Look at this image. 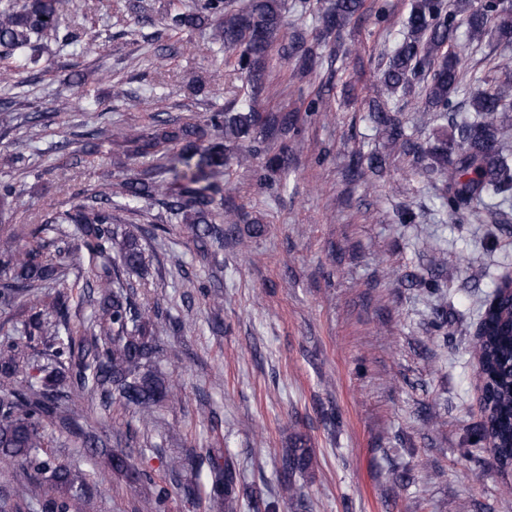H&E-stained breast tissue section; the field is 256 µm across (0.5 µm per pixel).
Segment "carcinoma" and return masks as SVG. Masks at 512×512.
I'll return each mask as SVG.
<instances>
[{"label":"carcinoma","instance_id":"obj_1","mask_svg":"<svg viewBox=\"0 0 512 512\" xmlns=\"http://www.w3.org/2000/svg\"><path fill=\"white\" fill-rule=\"evenodd\" d=\"M69 0H0V60L6 75L21 80L42 57V45L53 42L63 49L81 44L80 35L61 32L59 15ZM365 10V0H325L311 8L323 35L338 32ZM376 23L393 43L381 76L386 100L370 101L375 122L388 134L393 148L412 157L413 164L436 185L438 208L458 217L468 208H483L493 223H501L500 206L512 198V142L501 135L505 113L512 112V79L498 76L500 65L479 78L482 88L464 86L461 55L466 45L457 32L465 28L470 44L491 35L512 45V0H409L399 31L390 24L385 0L375 6ZM201 29L206 43H219L230 53L233 70L251 89L248 99L234 111H215L205 125L177 124L158 111L152 124L125 133L132 149L113 161L124 207L156 203L180 224L191 225L195 238L219 235L217 224H236L237 207L224 196V147L237 146L231 160L250 166L257 158L251 143L257 139L280 144L269 165L288 167L285 140L292 127L286 113L264 115L252 101L262 87L270 54L294 58L308 68L314 64L313 47L304 31H288L285 0H194L187 10L166 14L165 31ZM425 82L423 122L436 126L434 140L424 145L407 134L401 110L389 105L407 94L413 81ZM467 112L470 120L461 141L448 139V117ZM180 151H175L176 146ZM167 154L162 166L146 165L129 175L132 158ZM369 171H382V159L359 155L349 162V172L360 179ZM21 191L12 183L0 185V213L16 204ZM31 240L20 245L14 235L0 238V307L10 309L16 300L35 296L49 280L63 282L64 274L53 256L71 251L76 238L90 265L86 287L92 293L97 330L76 338L68 324V295L59 291L52 302L55 318L30 308L15 322L14 338L0 349V482L9 478L7 467L19 465L31 472L27 500L42 505L43 512H82L94 495L88 475L80 468L54 461L45 452L49 423L61 421L81 434L82 412L63 392L70 377L80 392L99 406L118 403L149 415L164 401L179 400L178 389L161 378L158 363L163 349L156 339V322L140 306L130 276L145 269L139 238L112 226V196L94 194L67 210H53L44 223L32 229ZM512 286L501 280L486 304L481 332L474 343L482 378L486 412L477 441L490 445L504 467L512 466ZM37 365L38 374L26 384L11 387L25 366ZM112 472L123 476L127 490L136 493L142 476L123 450L106 452ZM312 449L299 437L281 458L280 497L288 502L304 496L292 480L293 472L309 468ZM167 471L192 478L180 485L188 498L199 496L200 475H207V499L212 508L234 512L237 472L221 448H201L166 461Z\"/></svg>","mask_w":512,"mask_h":512}]
</instances>
